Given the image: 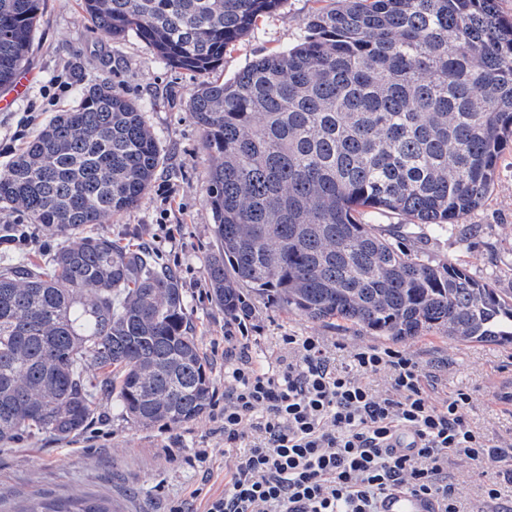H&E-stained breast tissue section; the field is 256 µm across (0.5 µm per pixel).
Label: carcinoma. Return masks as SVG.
<instances>
[{
  "label": "carcinoma",
  "mask_w": 512,
  "mask_h": 512,
  "mask_svg": "<svg viewBox=\"0 0 512 512\" xmlns=\"http://www.w3.org/2000/svg\"><path fill=\"white\" fill-rule=\"evenodd\" d=\"M284 0H83L91 22L134 32L202 77L189 107L211 165L212 302L242 290L313 322L379 340L512 345V297L407 245L404 225L446 230L491 198L512 139V19L499 0H337L298 43L228 81L210 77ZM43 0H0V88L26 66ZM162 162L143 107L108 84L52 118L0 173V203L60 238L12 252L0 224V443L82 433L99 400L138 426L191 422L212 371L176 271L86 229L135 209ZM16 512H112L74 492Z\"/></svg>",
  "instance_id": "1"
}]
</instances>
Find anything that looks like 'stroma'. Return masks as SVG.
<instances>
[{"instance_id": "stroma-1", "label": "stroma", "mask_w": 512, "mask_h": 512, "mask_svg": "<svg viewBox=\"0 0 512 512\" xmlns=\"http://www.w3.org/2000/svg\"><path fill=\"white\" fill-rule=\"evenodd\" d=\"M334 0H284L227 51L217 70L233 78L256 57L285 51L304 32L307 18ZM29 72L36 82L13 111L0 112V171L6 170L28 136L59 112L78 105L86 87L114 85L143 106L156 134L163 161L138 207L108 223L99 233L153 251L180 276L193 327L212 368L213 393L224 392L223 308L208 293L206 264L216 248L211 212L204 202V178L210 156L189 110L200 82L196 74L167 65L136 34L115 40L95 26L80 0H44L34 32ZM418 247L437 260H454L477 278L512 294V141L505 147L493 194L483 209L452 230L418 231ZM250 353L270 366L276 337L325 336L344 360L352 347L376 340L336 325L316 323L272 303L246 295ZM404 351L425 363L449 365V388L463 387L473 397L471 418L488 435L512 429V417L500 412L496 394L512 387V346L459 345L436 336L405 343ZM213 464L224 463V438L210 415L181 425H134L114 399L100 402L99 418L89 430L66 442L23 438L0 445V512H14L34 492L54 498L80 491L118 504L121 512H194V492L223 486V472L206 478L198 449Z\"/></svg>"}]
</instances>
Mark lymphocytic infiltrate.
I'll use <instances>...</instances> for the list:
<instances>
[{
  "mask_svg": "<svg viewBox=\"0 0 512 512\" xmlns=\"http://www.w3.org/2000/svg\"><path fill=\"white\" fill-rule=\"evenodd\" d=\"M246 331L238 317L224 331L218 418L231 456L203 512H377L396 487L436 512H512V431L494 438L474 425L471 393L442 386L447 364L372 346L340 364L312 335L282 337L264 369ZM461 463L488 473L476 501L453 481Z\"/></svg>",
  "mask_w": 512,
  "mask_h": 512,
  "instance_id": "lymphocytic-infiltrate-1",
  "label": "lymphocytic infiltrate"
}]
</instances>
